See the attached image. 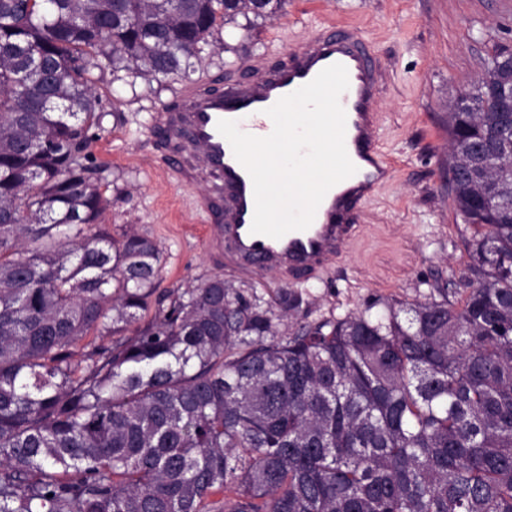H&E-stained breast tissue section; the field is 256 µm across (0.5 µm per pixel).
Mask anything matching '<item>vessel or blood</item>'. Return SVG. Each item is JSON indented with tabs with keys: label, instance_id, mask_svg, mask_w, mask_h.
<instances>
[{
	"label": "vessel or blood",
	"instance_id": "obj_1",
	"mask_svg": "<svg viewBox=\"0 0 512 512\" xmlns=\"http://www.w3.org/2000/svg\"><path fill=\"white\" fill-rule=\"evenodd\" d=\"M335 63L348 72L340 103L346 113L345 146L356 171L326 193L306 230L278 239L252 233V180L217 123L233 120L245 133L268 136L273 122L267 109ZM380 83L381 67L363 30L328 20L277 66L251 69L242 80L203 77L176 90L172 104L158 114L154 132L163 142L167 169L181 185L209 184L201 206L210 219L206 246L218 264L242 275L272 273L294 283L345 255L357 232L360 207L397 172L396 162L379 144Z\"/></svg>",
	"mask_w": 512,
	"mask_h": 512
}]
</instances>
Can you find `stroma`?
I'll list each match as a JSON object with an SVG mask.
<instances>
[{
  "label": "stroma",
  "instance_id": "obj_1",
  "mask_svg": "<svg viewBox=\"0 0 512 512\" xmlns=\"http://www.w3.org/2000/svg\"><path fill=\"white\" fill-rule=\"evenodd\" d=\"M323 19L361 25L384 67L379 138L398 162L394 180L363 208L355 240L330 271L294 286L300 321L343 318L368 306L463 298L475 229L448 191V106L472 90L493 47H512V0H287L257 20L247 61L225 52L223 35L204 45L199 74L212 78L279 64ZM101 118L89 151L110 182L103 215L112 234L132 228L162 251L161 288L196 285L221 274L248 296L276 306L275 275L255 280L216 265L207 253L199 206L207 185L185 188L163 174L152 135L158 112L182 83L140 71L95 70ZM447 294H440V287Z\"/></svg>",
  "mask_w": 512,
  "mask_h": 512
}]
</instances>
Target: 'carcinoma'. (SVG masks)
<instances>
[{
	"mask_svg": "<svg viewBox=\"0 0 512 512\" xmlns=\"http://www.w3.org/2000/svg\"><path fill=\"white\" fill-rule=\"evenodd\" d=\"M246 0H0V512H512V111L494 49L448 113L483 229L461 305L296 323L102 222L93 70L201 62ZM52 138L51 145L44 136ZM282 290L280 311H299Z\"/></svg>",
	"mask_w": 512,
	"mask_h": 512,
	"instance_id": "obj_1",
	"label": "carcinoma"
}]
</instances>
